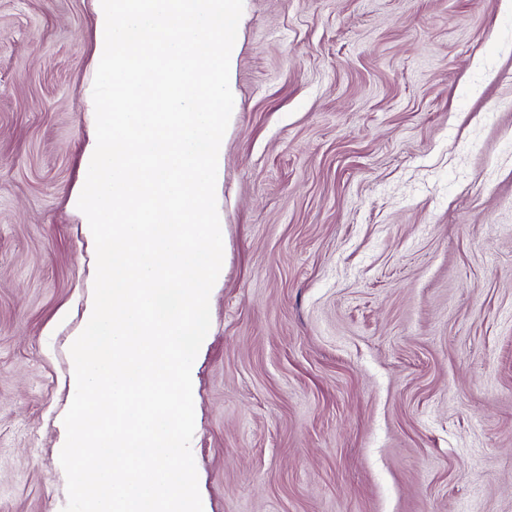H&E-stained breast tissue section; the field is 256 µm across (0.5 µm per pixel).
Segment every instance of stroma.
<instances>
[{
    "label": "stroma",
    "instance_id": "obj_1",
    "mask_svg": "<svg viewBox=\"0 0 512 512\" xmlns=\"http://www.w3.org/2000/svg\"><path fill=\"white\" fill-rule=\"evenodd\" d=\"M91 0H0V512H62ZM205 512H512V0H244Z\"/></svg>",
    "mask_w": 512,
    "mask_h": 512
}]
</instances>
